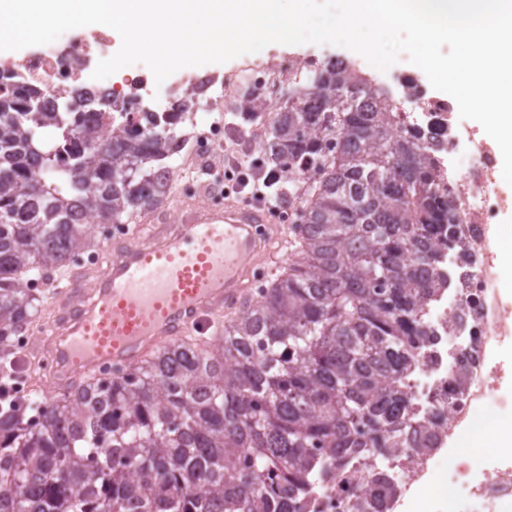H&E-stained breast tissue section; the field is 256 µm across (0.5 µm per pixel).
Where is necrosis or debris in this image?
<instances>
[{"instance_id":"4bbe7bcc","label":"necrosis or debris","mask_w":512,"mask_h":512,"mask_svg":"<svg viewBox=\"0 0 512 512\" xmlns=\"http://www.w3.org/2000/svg\"><path fill=\"white\" fill-rule=\"evenodd\" d=\"M105 38L94 34L68 41L63 49L35 54L21 61L19 74L31 85L51 95L68 94L83 85L84 64L105 59ZM326 55L309 53L294 60L251 62L239 69L209 76L205 83V108L182 114L180 126L186 141L177 152L170 173V186H179L198 165L210 173L224 191H241V179L224 176V153L245 156L259 148L260 123L241 125L220 106L224 96L250 86L268 93L288 74H307L318 69ZM394 79L412 101L404 114L410 124L422 126L449 123L437 155L439 172L459 205L464 239L472 254L468 275L455 279L451 288L424 306L430 336L421 351L407 384L416 409L414 421L425 424L448 446L449 480L453 486L447 512H512V462H497V449L474 451L458 447L457 430L470 429L480 406L496 392L498 368L491 356L503 333L495 283L493 243L489 230L499 220L503 199L497 186V161L493 149L460 121L450 101L432 95L421 84L412 64L400 60ZM464 321L460 341H451L448 331ZM437 457L408 448L393 450L391 456L374 460L376 470L389 472L397 480L396 493L388 512H400L412 486L422 483ZM371 482L351 474L331 477L316 484L309 496L308 512H352L354 492H367Z\"/></svg>"}]
</instances>
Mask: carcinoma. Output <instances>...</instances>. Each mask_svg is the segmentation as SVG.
I'll list each match as a JSON object with an SVG mask.
<instances>
[{
    "label": "carcinoma",
    "instance_id": "1",
    "mask_svg": "<svg viewBox=\"0 0 512 512\" xmlns=\"http://www.w3.org/2000/svg\"><path fill=\"white\" fill-rule=\"evenodd\" d=\"M261 152L288 178L297 246L260 299L209 341L188 338L131 372L83 378L43 411L0 403V512H299L327 471L415 441L405 379L429 331L423 305L452 284L441 246L459 245L456 199L438 188L429 129L400 123L389 91L357 64H324L284 86ZM112 130L125 106L78 87L53 97L0 80V367L45 283L94 246L90 222L130 224L164 205L180 114ZM227 111L250 123L255 92ZM378 474L353 512H384Z\"/></svg>",
    "mask_w": 512,
    "mask_h": 512
}]
</instances>
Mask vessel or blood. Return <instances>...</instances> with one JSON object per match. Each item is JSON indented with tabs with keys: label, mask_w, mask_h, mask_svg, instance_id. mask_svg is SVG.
<instances>
[{
	"label": "vessel or blood",
	"mask_w": 512,
	"mask_h": 512,
	"mask_svg": "<svg viewBox=\"0 0 512 512\" xmlns=\"http://www.w3.org/2000/svg\"><path fill=\"white\" fill-rule=\"evenodd\" d=\"M177 225H134L116 238L107 266L92 283L57 281L58 314L46 348L52 379L65 387L99 366L131 370L216 316L253 303L257 271L281 241L263 208L193 201Z\"/></svg>",
	"instance_id": "b4317fda"
}]
</instances>
